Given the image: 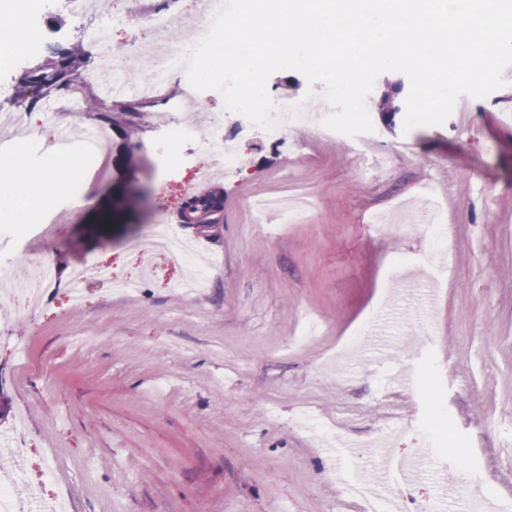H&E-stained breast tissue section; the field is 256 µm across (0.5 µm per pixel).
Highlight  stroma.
I'll list each match as a JSON object with an SVG mask.
<instances>
[{
  "mask_svg": "<svg viewBox=\"0 0 512 512\" xmlns=\"http://www.w3.org/2000/svg\"><path fill=\"white\" fill-rule=\"evenodd\" d=\"M147 38L144 10L201 13L202 0H104ZM41 48L0 66V96H16L30 67L80 46L76 83L50 94L54 122L0 128L12 157L30 176L57 148L59 128L95 123V109L118 106L88 82L99 66L93 48L56 4L39 16ZM408 78L389 72L369 94L374 124L366 141L291 132L287 147L260 128L239 131L243 158L234 182L212 184L197 167H217L207 151L215 132L201 126L175 143L182 162L166 169L153 149L157 129L141 119L108 138L91 163L67 180L68 195L0 211L18 233L0 241L11 281L25 279L45 255L52 276L36 309L0 306V392L10 413L0 432L23 420L29 455L0 470L39 477L42 450L54 451L51 489L68 512H362L346 480L371 481L387 456L426 449L425 470L392 483L403 512L438 503L465 512L489 490L512 498V84L483 99L460 97L440 126L404 130ZM191 87L171 74L147 112L182 110ZM135 146L127 174L150 190L129 223L112 227L98 248L79 232L96 198L112 203L114 160ZM220 187L218 235L180 226L183 197ZM439 198L447 246L436 250L419 207ZM297 197L301 219L255 217L249 200ZM164 218L213 266L207 288L175 290L184 274L172 264L123 295L93 282L70 302L77 268L108 263L117 278L134 272L149 224ZM446 426L426 431L431 413ZM352 446L341 460L319 433Z\"/></svg>",
  "mask_w": 512,
  "mask_h": 512,
  "instance_id": "35a3bbf8",
  "label": "stroma"
}]
</instances>
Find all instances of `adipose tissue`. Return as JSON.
Returning a JSON list of instances; mask_svg holds the SVG:
<instances>
[{"label":"adipose tissue","instance_id":"ef3b65f1","mask_svg":"<svg viewBox=\"0 0 512 512\" xmlns=\"http://www.w3.org/2000/svg\"><path fill=\"white\" fill-rule=\"evenodd\" d=\"M77 162V151H70L33 178L26 174L19 160H11L0 177V208L20 211L46 201L63 187L65 177L75 171Z\"/></svg>","mask_w":512,"mask_h":512}]
</instances>
